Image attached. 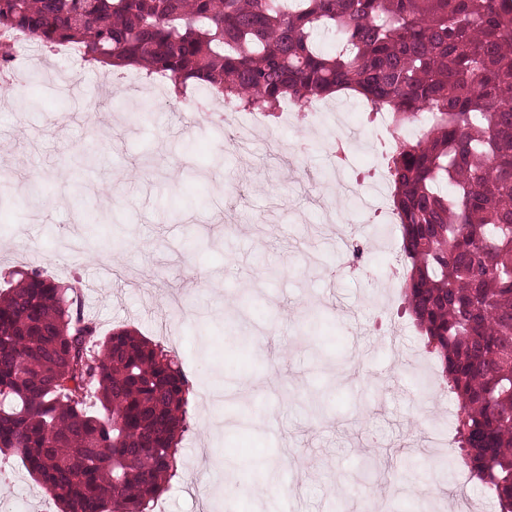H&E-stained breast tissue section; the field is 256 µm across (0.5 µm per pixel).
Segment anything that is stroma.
<instances>
[{
  "mask_svg": "<svg viewBox=\"0 0 512 512\" xmlns=\"http://www.w3.org/2000/svg\"><path fill=\"white\" fill-rule=\"evenodd\" d=\"M35 74L36 91L0 87V166L45 188L0 207V268L80 281L100 333L137 329L182 364L189 425L155 512H448L455 404L383 284L400 231L374 214L384 141L359 98L333 100L365 131L336 169L332 112L313 132L264 119L241 151L134 71L114 82L59 52ZM0 487L19 512H58L15 458Z\"/></svg>",
  "mask_w": 512,
  "mask_h": 512,
  "instance_id": "stroma-1",
  "label": "stroma"
}]
</instances>
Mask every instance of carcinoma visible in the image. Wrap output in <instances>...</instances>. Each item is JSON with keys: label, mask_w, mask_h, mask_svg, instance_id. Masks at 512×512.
Wrapping results in <instances>:
<instances>
[{"label": "carcinoma", "mask_w": 512, "mask_h": 512, "mask_svg": "<svg viewBox=\"0 0 512 512\" xmlns=\"http://www.w3.org/2000/svg\"><path fill=\"white\" fill-rule=\"evenodd\" d=\"M193 80L272 115L350 91L396 128L387 165L402 293L456 406L469 478L512 512V0H0V38ZM332 47L320 49L319 38ZM0 278V455L60 512H150L176 472L189 380L78 286Z\"/></svg>", "instance_id": "1"}]
</instances>
